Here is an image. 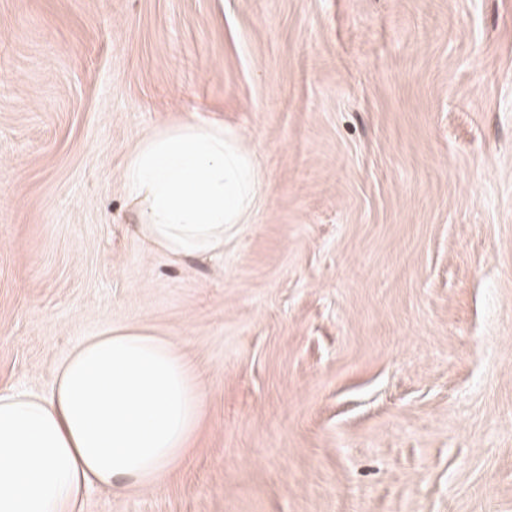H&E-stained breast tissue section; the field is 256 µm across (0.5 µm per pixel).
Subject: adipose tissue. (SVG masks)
Wrapping results in <instances>:
<instances>
[{
  "instance_id": "adipose-tissue-1",
  "label": "adipose tissue",
  "mask_w": 512,
  "mask_h": 512,
  "mask_svg": "<svg viewBox=\"0 0 512 512\" xmlns=\"http://www.w3.org/2000/svg\"><path fill=\"white\" fill-rule=\"evenodd\" d=\"M121 179L137 235L173 257L223 249L257 184L223 126L194 118L146 135ZM203 406L184 356L153 329L88 337L50 395L0 391V512H76L91 484H153L182 462Z\"/></svg>"
}]
</instances>
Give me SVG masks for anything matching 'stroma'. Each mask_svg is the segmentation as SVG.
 <instances>
[{
	"label": "stroma",
	"instance_id": "stroma-1",
	"mask_svg": "<svg viewBox=\"0 0 512 512\" xmlns=\"http://www.w3.org/2000/svg\"><path fill=\"white\" fill-rule=\"evenodd\" d=\"M194 112L261 189L176 259L121 171ZM131 323L200 426L78 512H512V0H0V390Z\"/></svg>",
	"mask_w": 512,
	"mask_h": 512
}]
</instances>
